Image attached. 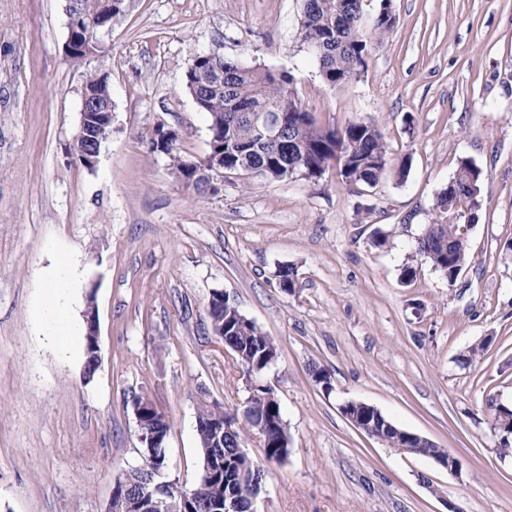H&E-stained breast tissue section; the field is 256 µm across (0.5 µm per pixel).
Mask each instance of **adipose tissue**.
I'll return each instance as SVG.
<instances>
[{
    "instance_id": "1",
    "label": "adipose tissue",
    "mask_w": 512,
    "mask_h": 512,
    "mask_svg": "<svg viewBox=\"0 0 512 512\" xmlns=\"http://www.w3.org/2000/svg\"><path fill=\"white\" fill-rule=\"evenodd\" d=\"M44 289L37 313L38 332L52 346L78 354L83 341L73 316L72 295L82 288L78 267L71 255L55 256L43 272Z\"/></svg>"
}]
</instances>
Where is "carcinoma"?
Here are the masks:
<instances>
[{"instance_id":"obj_1","label":"carcinoma","mask_w":512,"mask_h":512,"mask_svg":"<svg viewBox=\"0 0 512 512\" xmlns=\"http://www.w3.org/2000/svg\"><path fill=\"white\" fill-rule=\"evenodd\" d=\"M69 7L72 20L81 27L92 18L110 17L118 21L126 14L128 0H72ZM365 10V0H304L301 39L313 50L322 79L331 86L338 85L340 78L352 77L361 57L371 56L393 31L395 21L384 20L372 28L368 37H363L360 15ZM76 37L73 60L80 61L97 50L94 40L79 33ZM83 89L95 121L108 122L112 97L105 74L97 70L86 72ZM185 89L198 111L207 115L209 151L222 155L225 173L258 170L267 179L283 181L297 177L301 171L308 172L306 178L317 179L334 169L345 182L343 167L347 166L359 172L357 183L374 185L390 163L388 144L377 125L355 121L341 130L320 126L315 115L299 101L295 77L288 71L248 66L220 54L199 53L186 63ZM256 112L272 122L285 115L289 130L277 140L267 139L252 120ZM161 155L167 158L168 169L185 188L198 194L208 192L210 182L195 177L199 167L211 171L205 158L195 160L196 167H189L190 159L176 143L166 146ZM482 183V171L468 161L461 162L452 185L436 197L435 221L417 240V254L450 280L457 279L467 258V239L460 233L457 220L479 204ZM208 316L213 335L233 353L243 369L261 367L278 356L275 342L217 292L208 304ZM244 413L242 418L222 407L214 408L207 403L198 406L200 476L192 512H222L224 497L233 495L244 500L251 496V488L238 480V474L243 469L258 474L263 470L252 459L242 457L238 446L253 429L252 418L267 419V461H282L290 453L288 430L274 392L257 391L245 404ZM511 416L512 408L496 407L495 429L502 433L505 454L512 429L503 427V423ZM217 419H227L233 425L232 431L225 434L222 448L213 447L211 425ZM141 452L151 455L150 466L140 472L126 471L119 478L132 491L149 489L151 474L168 467L167 456L156 449L143 448Z\"/></svg>"}]
</instances>
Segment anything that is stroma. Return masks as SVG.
I'll list each match as a JSON object with an SVG mask.
<instances>
[{
    "mask_svg": "<svg viewBox=\"0 0 512 512\" xmlns=\"http://www.w3.org/2000/svg\"><path fill=\"white\" fill-rule=\"evenodd\" d=\"M392 7L394 30L365 70L331 87L301 41L303 0H130L84 64L64 55L65 0H0V512H106L115 475L141 462V393L171 423L167 480L196 485L200 397L231 412L250 394L210 331L215 290L279 349L261 380L290 452L267 461L246 435L265 471L254 512H512V456L493 425L495 406L512 405V0ZM204 52L290 71L323 126L375 122L391 159L410 157L406 179L390 169L351 185L331 169L185 189L148 139L172 128L186 157L205 154L183 68ZM90 67L110 77L113 115L91 171L70 148ZM464 160L484 181L451 284L413 252ZM60 252L84 282L77 305L98 317L89 381L37 334L40 272ZM283 266L297 272L290 293ZM315 365L332 392L313 382ZM347 401L446 449L457 474L368 437L342 415Z\"/></svg>",
    "mask_w": 512,
    "mask_h": 512,
    "instance_id": "stroma-1",
    "label": "stroma"
}]
</instances>
